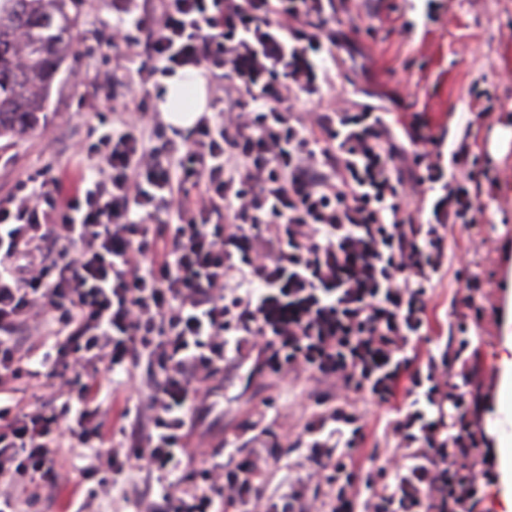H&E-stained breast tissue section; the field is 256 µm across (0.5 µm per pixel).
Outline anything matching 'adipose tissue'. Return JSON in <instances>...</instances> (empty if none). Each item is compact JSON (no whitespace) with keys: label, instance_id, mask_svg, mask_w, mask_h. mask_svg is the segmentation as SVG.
<instances>
[{"label":"adipose tissue","instance_id":"adipose-tissue-1","mask_svg":"<svg viewBox=\"0 0 512 512\" xmlns=\"http://www.w3.org/2000/svg\"><path fill=\"white\" fill-rule=\"evenodd\" d=\"M206 106V90L194 72L181 71L167 80L159 103L163 119L178 129L192 127Z\"/></svg>","mask_w":512,"mask_h":512}]
</instances>
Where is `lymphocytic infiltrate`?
Listing matches in <instances>:
<instances>
[{
    "mask_svg": "<svg viewBox=\"0 0 512 512\" xmlns=\"http://www.w3.org/2000/svg\"><path fill=\"white\" fill-rule=\"evenodd\" d=\"M335 0H160L143 21L122 0L112 45L144 56L140 85L188 69L224 90L221 120L200 117L186 148L146 147L135 89L113 98L112 123L90 146L92 176L41 172L0 199V392L39 360L43 393L0 404V512H26L40 491L85 512L63 448L89 449L80 471L101 490L146 463L157 493L143 512H295L301 488L263 498L250 455L172 479L211 413L227 354L257 370L336 378L380 404L394 390L365 382L422 323L425 288L447 255L439 228L475 224L477 163L460 144L448 166L418 122L388 123L378 106L305 118L316 59L347 44L326 26ZM175 215L157 223L158 213ZM428 213L424 232L416 226ZM144 358L148 398L119 447L103 449L112 411L100 368ZM443 413L413 412L395 429L402 461L363 472V425L344 408L305 428L307 477L327 489L320 512H472L490 464L450 453ZM348 472L337 483L338 472Z\"/></svg>",
    "mask_w": 512,
    "mask_h": 512,
    "instance_id": "lymphocytic-infiltrate-1",
    "label": "lymphocytic infiltrate"
}]
</instances>
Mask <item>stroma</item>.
<instances>
[{
	"mask_svg": "<svg viewBox=\"0 0 512 512\" xmlns=\"http://www.w3.org/2000/svg\"><path fill=\"white\" fill-rule=\"evenodd\" d=\"M112 6L113 0H83L75 55L57 74L38 126L22 137L0 139V199L48 165L57 174H77L83 165L79 149L96 142V113L116 91L108 76L116 70L133 78L143 66L142 58L113 48ZM347 7L346 20L358 29L355 48L340 62L325 60L328 84L318 94L300 95L298 111L327 112L336 94L370 89L390 112L424 117L428 132L443 139L442 155L465 140L485 160L487 176L474 187L481 208L477 222L468 229L445 228L447 257L428 290L425 326L421 335L407 337L403 353L422 369L441 360L456 334L455 311L465 291L458 272L469 269L480 281L476 307L468 312L470 346L466 364L452 366L449 380L460 390L475 387L482 394L475 417L494 458L499 436L494 421L501 415L495 372L506 341L501 283L512 271V150L497 157L489 142L495 130L512 126V0H349ZM251 370L248 362H226L223 380L213 387L217 409L206 420L208 437L180 478L196 476L238 449L259 452L265 495H281L304 481V428L323 406L335 404L336 393L306 374L255 377ZM149 371L142 362L114 374L113 440H121L136 416ZM413 399L405 378L385 405L366 393L351 394L348 410L366 423L364 466L391 461L398 446L394 424ZM145 492L144 471L132 470L109 495H98L90 512H133Z\"/></svg>",
	"mask_w": 512,
	"mask_h": 512,
	"instance_id": "stroma-1",
	"label": "stroma"
}]
</instances>
